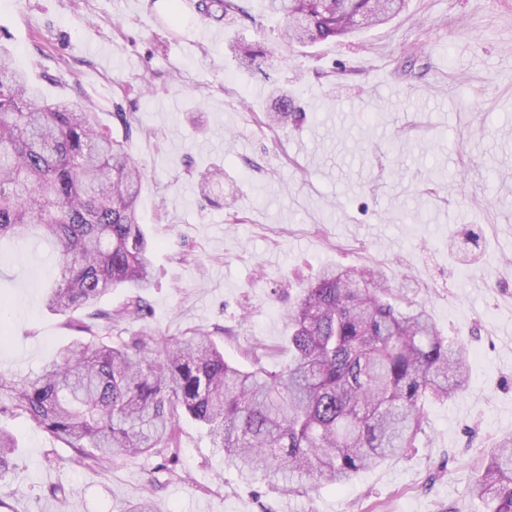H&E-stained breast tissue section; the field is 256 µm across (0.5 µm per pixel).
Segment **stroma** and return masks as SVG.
Listing matches in <instances>:
<instances>
[{
    "label": "stroma",
    "mask_w": 512,
    "mask_h": 512,
    "mask_svg": "<svg viewBox=\"0 0 512 512\" xmlns=\"http://www.w3.org/2000/svg\"><path fill=\"white\" fill-rule=\"evenodd\" d=\"M219 24L182 0H0V44L48 99L89 102L146 168L141 222L157 245L144 319L103 340L203 332L226 360L288 363L286 314L323 266L379 265L461 340L465 391L427 407L415 448L341 486L243 481L190 420L172 472L156 457L77 466L26 417L0 512H486L471 497L485 453L512 437V0H407L390 23L291 48L266 0ZM267 56L253 68L229 49ZM302 117L267 126L273 88ZM133 114L132 132L115 119ZM222 191L203 199L206 169ZM479 236L469 260L449 239ZM47 243L0 241V373L34 376L73 332L44 305ZM64 486L66 504L51 496Z\"/></svg>",
    "instance_id": "1"
}]
</instances>
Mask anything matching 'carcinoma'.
<instances>
[{"mask_svg": "<svg viewBox=\"0 0 512 512\" xmlns=\"http://www.w3.org/2000/svg\"><path fill=\"white\" fill-rule=\"evenodd\" d=\"M405 0H268L281 15L277 40H341L356 20L381 25ZM215 21L246 18L240 0H196ZM252 66L251 43L230 44ZM297 118L273 97L267 125ZM145 167L98 127L87 105L50 102L0 47V239L37 235L56 247L46 308L78 333L40 373L0 375V413L26 416L69 448L78 465L163 455L187 418L206 428L247 481L344 485L398 456L425 431V406L469 380L463 344L442 335L428 311L401 307L374 267H321L288 313V365L270 371L259 348L242 368L204 333L154 343L142 332L112 345L99 330L142 319L153 284V245L136 210ZM132 295L97 308L114 288ZM85 311V318L75 316ZM14 436L0 428V481ZM489 512H512V438L493 445L470 487Z\"/></svg>", "mask_w": 512, "mask_h": 512, "instance_id": "cac0c4a2", "label": "carcinoma"}]
</instances>
